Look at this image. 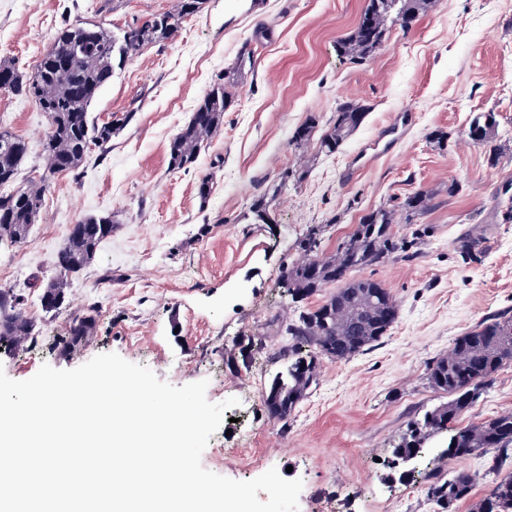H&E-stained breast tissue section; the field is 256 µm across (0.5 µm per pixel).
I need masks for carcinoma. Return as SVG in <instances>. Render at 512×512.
I'll use <instances>...</instances> for the list:
<instances>
[{
    "instance_id": "carcinoma-1",
    "label": "carcinoma",
    "mask_w": 512,
    "mask_h": 512,
    "mask_svg": "<svg viewBox=\"0 0 512 512\" xmlns=\"http://www.w3.org/2000/svg\"><path fill=\"white\" fill-rule=\"evenodd\" d=\"M203 0H179L175 11L151 15L141 24H132L120 37L101 26L63 27L57 31L51 50L43 56L31 75L18 73L13 64L0 60V90L34 99L49 118L41 187L0 195V242L18 243L40 218L43 195L49 178L79 169L91 147H102L130 118L131 113L113 117L100 126L89 125L88 112L100 90L112 78L114 61L136 55L144 46L172 38L184 19L197 13ZM428 0H368L361 17L373 21L370 27L357 22L352 33L338 42L342 55L352 61L373 57L384 45L392 22L409 29ZM232 95L219 83L197 105L192 119L169 144L170 165L185 169L196 162L205 141L224 122V111ZM365 105L344 101L336 106L333 123L318 138L319 149L334 153L361 124ZM496 114L482 112L473 117L468 131L482 132V143L494 137ZM27 155L25 141L9 132H0V186L14 182ZM433 208V197L418 190L394 207H379L361 217L354 231L330 255L320 252V229H313L302 244L303 259L285 269L284 288L291 299H304L329 284L336 291L313 310L299 314L286 332L294 344L288 363L278 372L262 395L269 417L285 421L317 380L318 358L346 361L377 342L396 323L398 307L390 291L372 279H353L356 268L378 265L395 252H407L408 244L393 232L400 222L415 224ZM81 235L68 233L57 253L59 275L46 283L40 303L55 311L65 302L68 276L92 263L100 243L112 233V215H90L78 220ZM19 295L0 292V345L18 347L33 338L34 325L20 308ZM97 315L89 308L73 318L56 348L72 351L86 343L96 330ZM315 349L305 356L303 346ZM512 364V313L504 311L482 319L458 337L452 349L434 359L427 368L431 386L448 395V402L407 424L393 450V463L418 456L428 441L455 425L448 435L443 456L463 459L505 453L512 449V412L464 427L460 417L481 396L491 377ZM475 478L456 471L447 478L434 477L427 497L440 512H455L458 503L469 499ZM474 512H512V474L496 477L490 494L474 505Z\"/></svg>"
}]
</instances>
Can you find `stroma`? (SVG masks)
<instances>
[{"label": "stroma", "instance_id": "stroma-1", "mask_svg": "<svg viewBox=\"0 0 512 512\" xmlns=\"http://www.w3.org/2000/svg\"><path fill=\"white\" fill-rule=\"evenodd\" d=\"M368 0H204L171 39L144 46L116 66L90 108L94 124L130 114L111 141L88 153L80 175H55L41 216L27 236L0 245V290L20 295L35 339L0 350V370L14 380L42 365L69 370L115 353L175 386L206 381V397L225 411L201 463L249 481L266 468L301 480L298 512H434L430 472L475 474L473 512L494 476L483 457L390 467L407 422L447 402L427 380V365L482 319L512 310V0H429L409 30L394 25L374 58L351 63L337 50ZM178 0H0V60L31 72L57 30L95 24L115 34ZM253 62L233 65L243 47ZM234 78L224 123L195 164H169L170 141L201 98ZM367 113L335 153L296 148L309 120L325 130L340 102ZM495 112L497 161L465 132L481 112ZM400 121L386 150L361 169L351 160ZM45 112L30 99L0 92V131L22 138L28 156L16 187L43 173ZM444 132L436 143L435 132ZM307 166L304 178L296 170ZM210 193L201 197L199 184ZM461 190L449 195L450 183ZM429 191L435 207L415 258L396 253L354 270L382 282L398 305L394 326L373 347L345 362L320 358L317 382L288 420L265 415L262 395L286 361L281 330L335 290L285 299L283 267L299 260L310 229L322 230L324 253L378 207ZM268 216L259 222L255 200ZM108 214L114 229L91 265L72 277L66 303L45 312L44 285L71 224ZM475 241L461 254L459 241ZM97 312L81 348L55 349L75 314ZM235 356L236 366L226 364ZM512 412V365L490 380L461 424Z\"/></svg>", "mask_w": 512, "mask_h": 512}]
</instances>
